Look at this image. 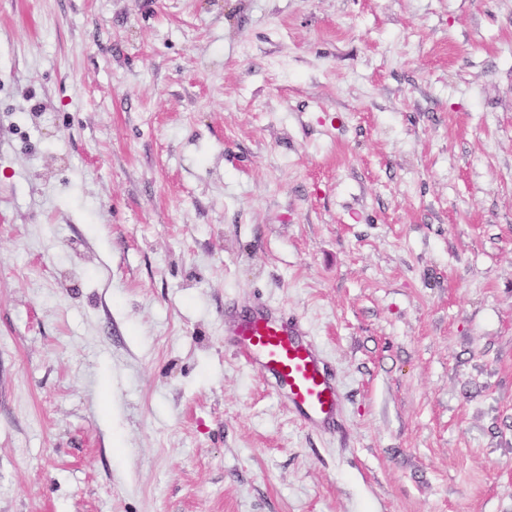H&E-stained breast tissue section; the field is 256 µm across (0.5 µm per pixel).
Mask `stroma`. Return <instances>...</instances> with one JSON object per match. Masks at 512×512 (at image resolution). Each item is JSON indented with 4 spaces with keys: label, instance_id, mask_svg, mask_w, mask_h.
<instances>
[{
    "label": "stroma",
    "instance_id": "1",
    "mask_svg": "<svg viewBox=\"0 0 512 512\" xmlns=\"http://www.w3.org/2000/svg\"><path fill=\"white\" fill-rule=\"evenodd\" d=\"M0 512H512V0H0ZM235 354L271 380L305 424L331 431L342 409L334 376L300 320L258 304L245 314L224 313Z\"/></svg>",
    "mask_w": 512,
    "mask_h": 512
}]
</instances>
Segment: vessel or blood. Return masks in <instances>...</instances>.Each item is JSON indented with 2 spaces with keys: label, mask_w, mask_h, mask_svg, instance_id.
<instances>
[{
  "label": "vessel or blood",
  "mask_w": 512,
  "mask_h": 512,
  "mask_svg": "<svg viewBox=\"0 0 512 512\" xmlns=\"http://www.w3.org/2000/svg\"><path fill=\"white\" fill-rule=\"evenodd\" d=\"M224 330L237 357L271 380L302 422L335 428L342 396L298 318L260 304L244 314L225 312Z\"/></svg>",
  "instance_id": "b4317fda"
}]
</instances>
